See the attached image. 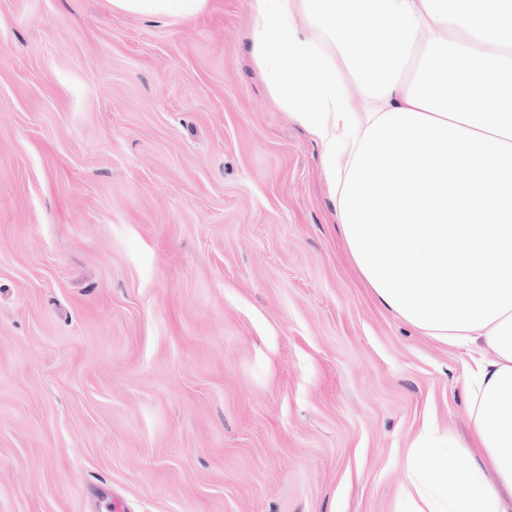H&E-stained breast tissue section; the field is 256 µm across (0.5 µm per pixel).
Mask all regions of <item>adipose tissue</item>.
I'll use <instances>...</instances> for the list:
<instances>
[{
	"label": "adipose tissue",
	"mask_w": 512,
	"mask_h": 512,
	"mask_svg": "<svg viewBox=\"0 0 512 512\" xmlns=\"http://www.w3.org/2000/svg\"><path fill=\"white\" fill-rule=\"evenodd\" d=\"M111 2L189 17L206 0ZM251 7L254 64L314 135L375 299L444 344L480 350L465 385L473 442L422 427L400 512H512V0ZM460 452L467 463L449 467Z\"/></svg>",
	"instance_id": "ef3b65f1"
}]
</instances>
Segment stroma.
Instances as JSON below:
<instances>
[{
  "label": "stroma",
  "instance_id": "1",
  "mask_svg": "<svg viewBox=\"0 0 512 512\" xmlns=\"http://www.w3.org/2000/svg\"><path fill=\"white\" fill-rule=\"evenodd\" d=\"M250 0H0V512H397L468 350L372 296ZM112 6L139 16L197 14L206 0H110Z\"/></svg>",
  "mask_w": 512,
  "mask_h": 512
}]
</instances>
